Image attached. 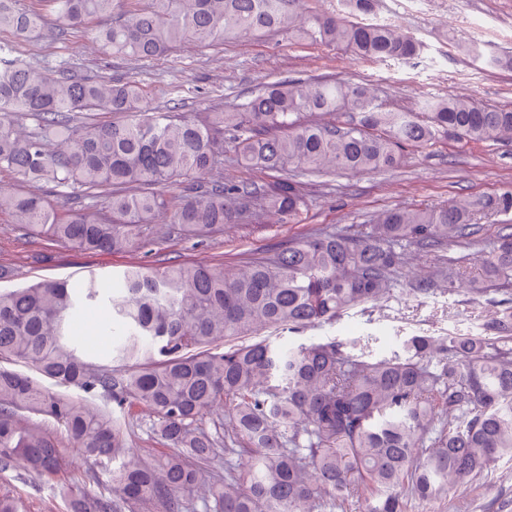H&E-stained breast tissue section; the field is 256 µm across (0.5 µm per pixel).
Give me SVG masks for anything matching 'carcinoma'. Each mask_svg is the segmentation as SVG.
<instances>
[{
	"label": "carcinoma",
	"instance_id": "obj_1",
	"mask_svg": "<svg viewBox=\"0 0 512 512\" xmlns=\"http://www.w3.org/2000/svg\"><path fill=\"white\" fill-rule=\"evenodd\" d=\"M39 2L59 36L104 20L94 39L105 56L156 59L186 44L283 32L362 61L405 62L421 50L388 23L363 21L375 0H340L331 13L308 0ZM41 21L21 0H0V28L19 38ZM0 104V172L77 188L83 201L57 207L0 187V214L24 236L75 252L130 253L158 232L212 239L267 213L300 224L308 197L291 167L362 174L443 136L512 142V105L430 96L416 111L397 109L363 83L336 79L265 82L227 112H159L134 80L77 79L65 66L49 73L8 45ZM86 109L114 118L87 123ZM226 136L275 179H224ZM169 184L181 192L167 194ZM484 212L511 215L512 187L439 209L387 210L360 229L310 232L237 269L132 262L121 287L105 293L93 276L0 289V474L22 459L44 481L69 477L67 449L43 426L51 422L111 483L104 495L67 490L69 512H345L353 499L368 512H413L415 501L447 500L512 458L511 224L480 250L483 277L469 284L478 296H505L487 337L411 336L375 358L366 346L282 347L260 334L330 324L387 300L410 247L449 250L438 276L454 291L462 258L451 250L474 242ZM100 300L109 311L103 332L122 329L106 363L70 336L79 308ZM145 416L151 454L127 445L131 423Z\"/></svg>",
	"mask_w": 512,
	"mask_h": 512
}]
</instances>
